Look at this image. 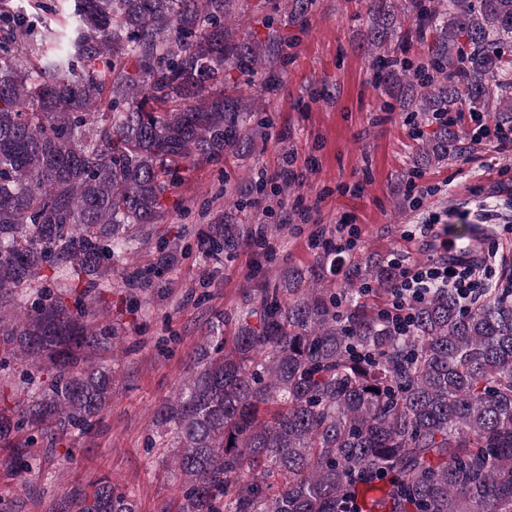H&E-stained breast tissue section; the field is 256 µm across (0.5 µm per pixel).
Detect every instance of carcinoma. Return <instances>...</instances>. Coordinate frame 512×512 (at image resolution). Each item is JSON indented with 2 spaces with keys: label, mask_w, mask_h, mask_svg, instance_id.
I'll return each instance as SVG.
<instances>
[{
  "label": "carcinoma",
  "mask_w": 512,
  "mask_h": 512,
  "mask_svg": "<svg viewBox=\"0 0 512 512\" xmlns=\"http://www.w3.org/2000/svg\"><path fill=\"white\" fill-rule=\"evenodd\" d=\"M294 21L315 0H284ZM72 29L41 53L19 28L0 45V343L48 369L18 410L0 408V448L20 430L88 432L112 399V368L90 351L116 332L87 323L108 268L163 223L167 195L203 163L246 157L252 99L224 72L267 83L279 45L228 26L238 0H73ZM433 35L426 56L398 59V13ZM365 38L378 82L436 128L417 164L460 155L457 120L496 113L512 126V0H367ZM91 124L94 134L84 136ZM210 225L212 253L241 240L235 210ZM281 272L243 304L231 335L205 337L154 417L177 439L176 512H512V287L465 305L430 288L404 334L363 289ZM67 285L38 287L46 271ZM394 291L395 269L366 271ZM56 512H136L107 477Z\"/></svg>",
  "instance_id": "1"
}]
</instances>
